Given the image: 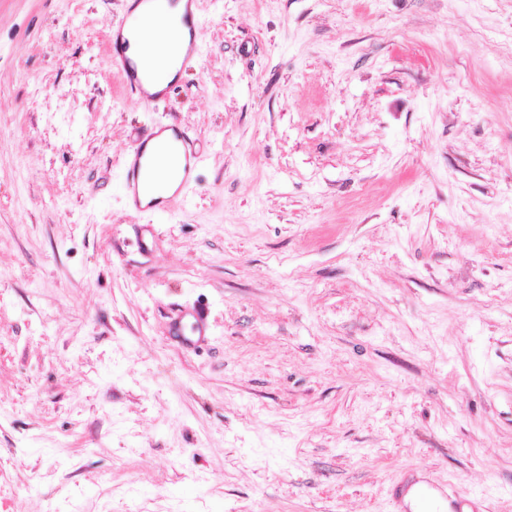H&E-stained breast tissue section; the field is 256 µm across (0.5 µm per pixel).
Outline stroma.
<instances>
[{
	"mask_svg": "<svg viewBox=\"0 0 512 512\" xmlns=\"http://www.w3.org/2000/svg\"><path fill=\"white\" fill-rule=\"evenodd\" d=\"M125 11L0 0V512H512V0H197L149 102ZM133 26L132 17L128 13L118 22L109 23V28L112 29V44L108 55V65L121 74L125 85L131 92L145 96L142 81L143 79H147L148 76H139L132 59L128 55L130 42L122 35V31L125 28H133ZM171 132L175 141L180 144L184 155V176L179 186L178 183L180 177H178V174L175 171L167 173L164 178L157 179L156 181L152 178L154 167L159 160L162 149L171 147ZM159 133L161 134L156 137ZM154 137L156 138L153 139ZM145 149L147 153L145 163L151 169V174L142 189H140L139 182L145 174L143 164ZM194 158L195 155L190 149L189 139L176 123L159 125L158 131L153 130L134 143L125 157L124 166L126 189L133 192L135 208L145 211L155 207L151 204L142 206L138 197V188L139 196L143 204L150 200L161 202L162 200L167 199L172 193L173 199L184 200L190 187V174L193 169ZM128 159L131 160L128 161Z\"/></svg>",
	"mask_w": 512,
	"mask_h": 512,
	"instance_id": "stroma-1",
	"label": "stroma"
}]
</instances>
